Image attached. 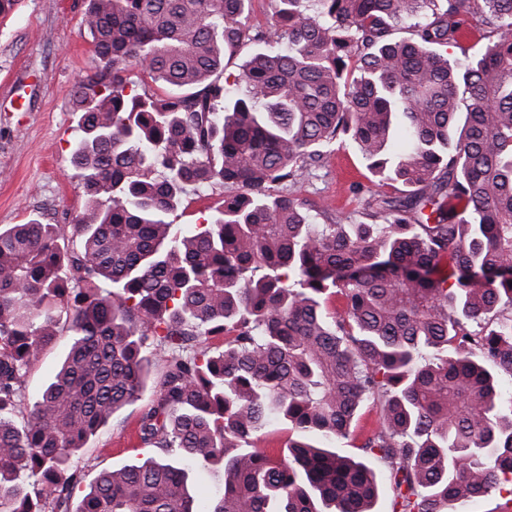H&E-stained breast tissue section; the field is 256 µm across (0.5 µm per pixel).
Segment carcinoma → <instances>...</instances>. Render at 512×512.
<instances>
[{
    "label": "carcinoma",
    "mask_w": 512,
    "mask_h": 512,
    "mask_svg": "<svg viewBox=\"0 0 512 512\" xmlns=\"http://www.w3.org/2000/svg\"><path fill=\"white\" fill-rule=\"evenodd\" d=\"M252 13L87 0L95 71L71 94L86 206L0 229V512H373L372 460L390 512L512 485V0H274L263 27ZM464 39L476 50L449 59ZM247 44L230 82L224 57ZM132 67L162 92L130 88ZM348 140L406 187L378 196L379 224H320L295 194ZM216 183V213L175 230L183 197ZM63 315L66 355L31 399ZM153 365L138 438L155 455L72 506L75 458ZM368 401L380 421L355 460L336 441ZM276 423L281 455L257 447ZM219 466L197 501L189 480Z\"/></svg>",
    "instance_id": "1"
}]
</instances>
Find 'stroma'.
Wrapping results in <instances>:
<instances>
[{
    "label": "stroma",
    "mask_w": 512,
    "mask_h": 512,
    "mask_svg": "<svg viewBox=\"0 0 512 512\" xmlns=\"http://www.w3.org/2000/svg\"><path fill=\"white\" fill-rule=\"evenodd\" d=\"M85 0H23L0 22V228L36 218L69 224L86 204L82 179L70 163L77 115L70 93L93 72L92 37L83 22ZM401 185H381L354 143L329 158L298 186V195L327 205L325 223L366 221L378 193L399 195ZM223 186L184 197L168 216L179 229L214 214ZM144 392L91 437L76 460L83 484L105 470L143 460L137 427L151 402Z\"/></svg>",
    "instance_id": "obj_1"
}]
</instances>
